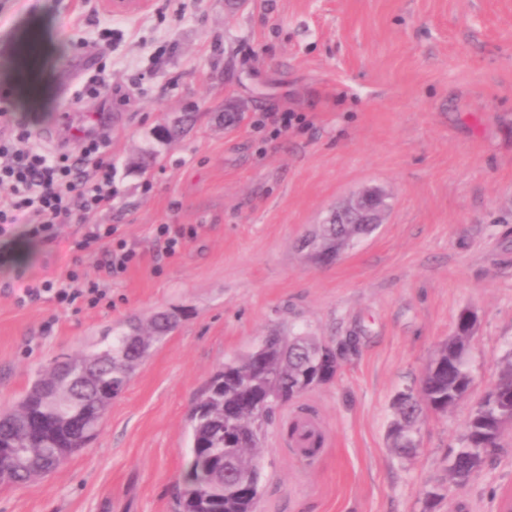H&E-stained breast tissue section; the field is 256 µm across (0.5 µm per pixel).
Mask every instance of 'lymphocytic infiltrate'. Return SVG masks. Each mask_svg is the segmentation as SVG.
Here are the masks:
<instances>
[{
	"label": "lymphocytic infiltrate",
	"mask_w": 512,
	"mask_h": 512,
	"mask_svg": "<svg viewBox=\"0 0 512 512\" xmlns=\"http://www.w3.org/2000/svg\"><path fill=\"white\" fill-rule=\"evenodd\" d=\"M31 138L26 124L12 121L8 111L0 112V186L10 188L0 196V238L22 224L26 236L51 244L57 240L59 225L75 218L90 222L111 207L112 163L104 158L106 140L100 135L85 136L78 156L61 153L53 158L31 145ZM116 232L109 224H91L73 249L98 254L101 270L121 276L136 263L138 254ZM20 290L31 300L50 295L61 305L79 300L90 308L108 297L99 281L73 268L57 278L31 280Z\"/></svg>",
	"instance_id": "1"
}]
</instances>
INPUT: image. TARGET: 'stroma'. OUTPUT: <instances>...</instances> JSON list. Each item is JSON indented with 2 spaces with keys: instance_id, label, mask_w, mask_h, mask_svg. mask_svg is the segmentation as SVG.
I'll return each mask as SVG.
<instances>
[{
  "instance_id": "35a3bbf8",
  "label": "stroma",
  "mask_w": 512,
  "mask_h": 512,
  "mask_svg": "<svg viewBox=\"0 0 512 512\" xmlns=\"http://www.w3.org/2000/svg\"><path fill=\"white\" fill-rule=\"evenodd\" d=\"M30 61L48 105L6 107L37 147L98 107L86 89L111 72L112 207L92 222L116 226L139 261L109 278L85 258L111 296L95 309L17 300L19 273L61 276L85 224L62 225L60 248L0 263V406L129 318H182L97 438L44 479L0 485V512H176L196 396L274 330L344 356L283 412L314 411L317 456L268 427L261 512H500L512 426L464 486L448 451L512 349V0H0V89L17 93ZM281 112L295 118L280 133ZM187 113V132L156 139ZM372 187L386 195L382 224L320 262L324 219ZM161 224L196 234L169 256ZM465 312L472 391L398 457L393 398L418 386Z\"/></svg>"
}]
</instances>
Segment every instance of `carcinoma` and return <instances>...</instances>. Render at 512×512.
Here are the masks:
<instances>
[{
    "instance_id": "obj_1",
    "label": "carcinoma",
    "mask_w": 512,
    "mask_h": 512,
    "mask_svg": "<svg viewBox=\"0 0 512 512\" xmlns=\"http://www.w3.org/2000/svg\"><path fill=\"white\" fill-rule=\"evenodd\" d=\"M351 228L332 226L322 247L336 251ZM176 326L170 313L150 318V339L133 340L142 330L135 321L113 336H103L87 354L56 359L39 372L15 405L0 408V483L44 478L85 447L103 424L112 398L124 389L133 368L149 356L152 343ZM461 334L439 345L417 389L403 390L393 401L391 448L409 456L418 447V426L429 412L441 414L464 399L473 378L467 354L468 322ZM341 353L329 347V360L312 363L308 340L272 333L262 348L229 359L207 380L189 414L190 448L178 496L179 512H257L261 495V435L283 408L310 389L331 381ZM512 420V350L496 379L473 407L452 453L448 476L458 486L499 447L504 425Z\"/></svg>"
}]
</instances>
